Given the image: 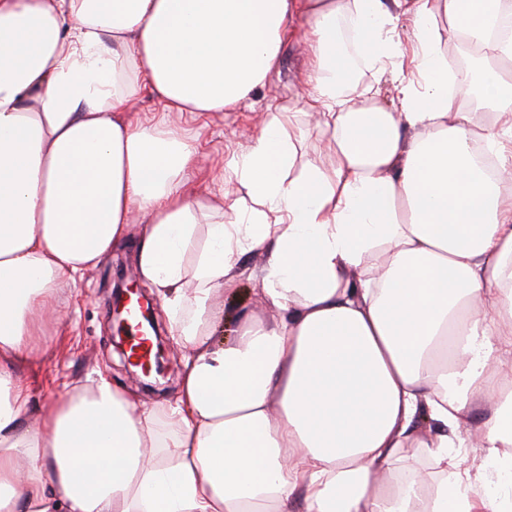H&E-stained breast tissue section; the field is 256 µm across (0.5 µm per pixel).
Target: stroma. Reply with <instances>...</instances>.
<instances>
[{
  "instance_id": "35a3bbf8",
  "label": "stroma",
  "mask_w": 512,
  "mask_h": 512,
  "mask_svg": "<svg viewBox=\"0 0 512 512\" xmlns=\"http://www.w3.org/2000/svg\"><path fill=\"white\" fill-rule=\"evenodd\" d=\"M310 56V46L302 34L286 37L277 70L234 112L208 117L166 112L157 98L143 92L135 101L134 113L196 138L198 161L187 171L185 179L190 189L206 196L217 189L218 179L227 171L229 161L258 134L266 115L281 106H290L294 114L291 132L301 141L302 160L323 154V136L314 119L305 115L303 101L296 95L307 81ZM355 71L351 95L357 105L375 99L391 111H400L399 94L391 75L377 74L363 63L356 64ZM134 251V239H127L75 283L60 286L61 317L46 329L49 350L39 363L22 372L31 382L36 399L64 395L88 377L99 374L126 387L142 404L150 406L157 401L159 396L143 390L131 369L124 366L123 356L113 347L112 329L105 317L116 268H123L131 281L139 279Z\"/></svg>"
}]
</instances>
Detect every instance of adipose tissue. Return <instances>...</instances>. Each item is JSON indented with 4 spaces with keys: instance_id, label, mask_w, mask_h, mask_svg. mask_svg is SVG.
<instances>
[{
    "instance_id": "obj_1",
    "label": "adipose tissue",
    "mask_w": 512,
    "mask_h": 512,
    "mask_svg": "<svg viewBox=\"0 0 512 512\" xmlns=\"http://www.w3.org/2000/svg\"><path fill=\"white\" fill-rule=\"evenodd\" d=\"M510 15L512 0H0V512H512ZM441 17L499 69L449 71ZM298 20L332 160L298 164L272 112L202 202L184 188L197 145L133 118L134 98L236 110ZM341 21L383 73L410 30L400 111L348 97ZM133 229L184 351L175 402L139 406L103 377L35 400L20 371L47 348L36 313ZM243 279L276 315H242L226 340L214 296Z\"/></svg>"
}]
</instances>
